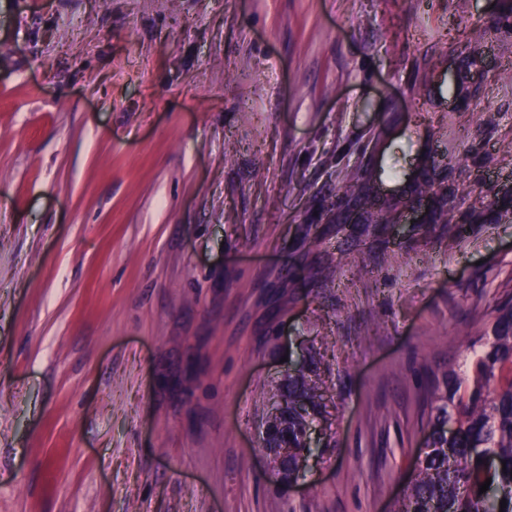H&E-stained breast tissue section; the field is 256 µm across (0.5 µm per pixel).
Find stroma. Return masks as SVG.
Returning <instances> with one entry per match:
<instances>
[{"mask_svg":"<svg viewBox=\"0 0 512 512\" xmlns=\"http://www.w3.org/2000/svg\"><path fill=\"white\" fill-rule=\"evenodd\" d=\"M509 300L512 0H0V512H389ZM307 371L305 364L301 363L285 376L280 387L281 414L279 410L273 411V414L280 416H271L266 420L262 436V448H280L277 450L281 455L288 453V471L286 465L281 470L283 478L288 477V481L297 478L293 465L295 457L310 451L312 447H318L315 430L309 424L321 414L324 388ZM299 401L304 402L302 407H298L302 405ZM306 441L311 448L306 447Z\"/></svg>","mask_w":512,"mask_h":512,"instance_id":"1","label":"stroma"}]
</instances>
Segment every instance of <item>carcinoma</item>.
<instances>
[{"mask_svg":"<svg viewBox=\"0 0 512 512\" xmlns=\"http://www.w3.org/2000/svg\"><path fill=\"white\" fill-rule=\"evenodd\" d=\"M491 333L479 338L467 373L428 377L434 403L428 421L430 452L414 467L393 512H512V304L495 309ZM323 386L301 364L280 387L281 414L265 422L262 447H288V469L271 478H297L294 459L307 450L308 425L321 414ZM304 405L297 406L298 402ZM456 425L463 438L448 436ZM491 479L489 490L480 485Z\"/></svg>","mask_w":512,"mask_h":512,"instance_id":"cac0c4a2","label":"carcinoma"}]
</instances>
